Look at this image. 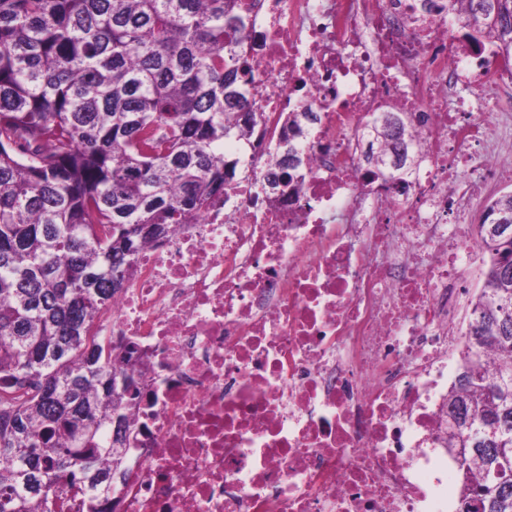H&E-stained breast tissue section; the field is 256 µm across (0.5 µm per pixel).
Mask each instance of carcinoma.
<instances>
[{
	"label": "carcinoma",
	"mask_w": 512,
	"mask_h": 512,
	"mask_svg": "<svg viewBox=\"0 0 512 512\" xmlns=\"http://www.w3.org/2000/svg\"><path fill=\"white\" fill-rule=\"evenodd\" d=\"M241 0H0V512H48L82 494L106 512L113 462L138 410L116 393L134 376L95 335L137 256L223 197L241 147L266 124L241 112L249 71L232 51L246 32ZM474 24L497 27L512 57V0H465ZM315 113L281 125L302 147ZM413 138L386 113L367 160ZM512 192L493 198L475 237L492 254L472 302L470 355L448 392V447L462 471L458 512H512ZM484 351L500 361L489 373Z\"/></svg>",
	"instance_id": "obj_1"
}]
</instances>
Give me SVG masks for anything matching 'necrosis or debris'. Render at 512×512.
<instances>
[{"label":"necrosis or debris","instance_id":"4bbe7bcc","mask_svg":"<svg viewBox=\"0 0 512 512\" xmlns=\"http://www.w3.org/2000/svg\"><path fill=\"white\" fill-rule=\"evenodd\" d=\"M243 88L269 128L310 110L299 187L250 175L163 246L97 330L146 395L119 512H451V371L471 231L512 177V60L448 0H242ZM412 129L365 159L374 113Z\"/></svg>","mask_w":512,"mask_h":512}]
</instances>
